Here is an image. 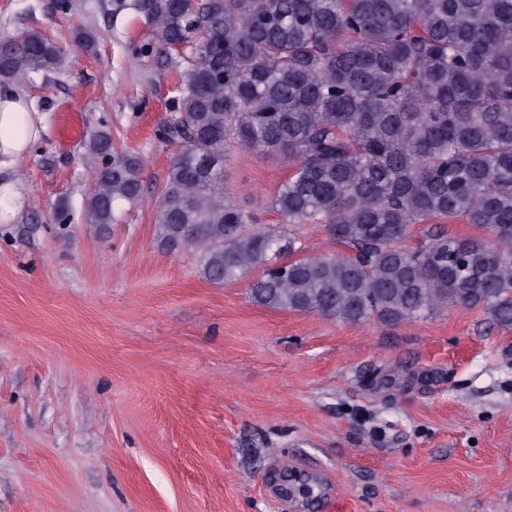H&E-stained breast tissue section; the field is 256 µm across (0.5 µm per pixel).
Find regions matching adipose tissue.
<instances>
[{
	"mask_svg": "<svg viewBox=\"0 0 512 512\" xmlns=\"http://www.w3.org/2000/svg\"><path fill=\"white\" fill-rule=\"evenodd\" d=\"M42 129V116L30 101L14 90H0V169L24 157Z\"/></svg>",
	"mask_w": 512,
	"mask_h": 512,
	"instance_id": "1",
	"label": "adipose tissue"
}]
</instances>
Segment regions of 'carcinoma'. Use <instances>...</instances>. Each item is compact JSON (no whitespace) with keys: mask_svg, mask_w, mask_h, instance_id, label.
Here are the masks:
<instances>
[{"mask_svg":"<svg viewBox=\"0 0 512 512\" xmlns=\"http://www.w3.org/2000/svg\"><path fill=\"white\" fill-rule=\"evenodd\" d=\"M157 61L177 69L160 132L178 145L156 209L159 245L198 252L211 283L245 278L266 308L386 325L453 307L512 327V0H143ZM61 46L0 41V80L52 71ZM282 152L266 200L224 193V150ZM97 134L84 220L99 234L141 194L144 158L104 162ZM457 219L492 230L458 237ZM322 224L347 252L305 253ZM420 227L413 243L410 229Z\"/></svg>","mask_w":512,"mask_h":512,"instance_id":"1","label":"carcinoma"}]
</instances>
